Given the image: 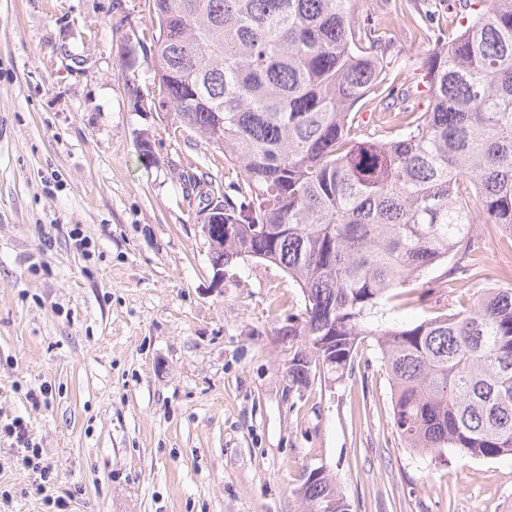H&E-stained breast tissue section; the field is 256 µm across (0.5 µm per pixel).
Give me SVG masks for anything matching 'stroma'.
Returning <instances> with one entry per match:
<instances>
[{"mask_svg":"<svg viewBox=\"0 0 512 512\" xmlns=\"http://www.w3.org/2000/svg\"><path fill=\"white\" fill-rule=\"evenodd\" d=\"M466 13L465 0L356 11L386 31L406 83ZM148 19L144 0H0V429L24 422L50 468H25L0 432V512H303L321 468L350 512H512V457L406 447L374 339L343 381L293 386L282 331L300 289L255 260L215 283L204 193L183 177L238 204V171L136 110L153 83L134 38ZM475 233L483 276L451 289L429 271L399 322L503 287L512 242Z\"/></svg>","mask_w":512,"mask_h":512,"instance_id":"obj_1","label":"stroma"}]
</instances>
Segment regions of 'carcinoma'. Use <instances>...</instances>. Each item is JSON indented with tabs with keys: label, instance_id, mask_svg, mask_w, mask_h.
Wrapping results in <instances>:
<instances>
[{
	"label": "carcinoma",
	"instance_id": "1",
	"mask_svg": "<svg viewBox=\"0 0 512 512\" xmlns=\"http://www.w3.org/2000/svg\"><path fill=\"white\" fill-rule=\"evenodd\" d=\"M356 2L153 0L161 106L239 169L224 267L265 261L302 292L288 381L343 380L372 337L409 448L512 457V271L466 310L392 318L401 289L450 259L445 281L482 276L476 224L512 240V0H472L404 87ZM368 105L405 121L371 130ZM301 493L309 512H350L330 473Z\"/></svg>",
	"mask_w": 512,
	"mask_h": 512
}]
</instances>
